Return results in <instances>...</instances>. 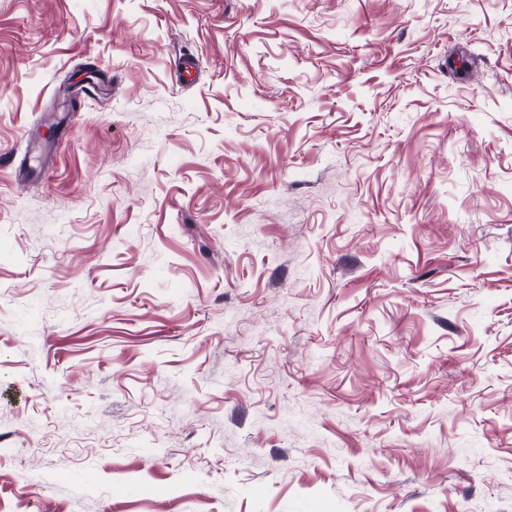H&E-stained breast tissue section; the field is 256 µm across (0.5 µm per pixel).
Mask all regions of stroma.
Masks as SVG:
<instances>
[{"instance_id":"1","label":"stroma","mask_w":512,"mask_h":512,"mask_svg":"<svg viewBox=\"0 0 512 512\" xmlns=\"http://www.w3.org/2000/svg\"><path fill=\"white\" fill-rule=\"evenodd\" d=\"M0 512H512V0H0Z\"/></svg>"}]
</instances>
